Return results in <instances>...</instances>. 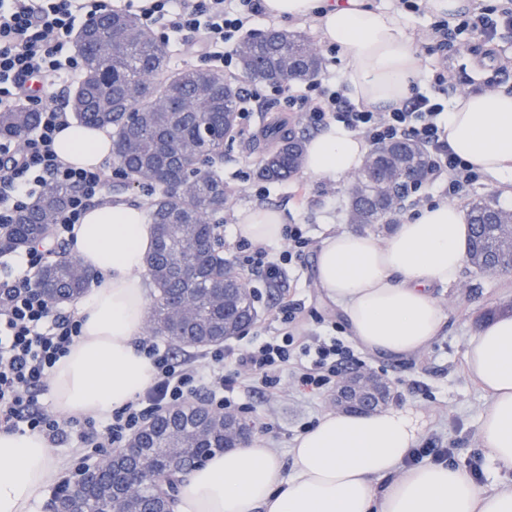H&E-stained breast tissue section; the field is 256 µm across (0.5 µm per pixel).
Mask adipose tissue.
I'll use <instances>...</instances> for the list:
<instances>
[{
  "instance_id": "ef3b65f1",
  "label": "adipose tissue",
  "mask_w": 512,
  "mask_h": 512,
  "mask_svg": "<svg viewBox=\"0 0 512 512\" xmlns=\"http://www.w3.org/2000/svg\"><path fill=\"white\" fill-rule=\"evenodd\" d=\"M276 22L311 23L347 58V95L385 112L408 97L421 76L415 37L401 11L371 0H263ZM450 149L480 173L512 186V92L457 95L440 120ZM58 156L95 168L112 155L108 130L68 124ZM365 139L339 122L305 145L307 175L333 182L353 176ZM235 236L256 245L283 237L285 218L269 207L240 211ZM72 247L101 283L80 300L82 334L51 377L54 402L75 414L107 416L142 393L155 368L137 350L147 323L151 283L145 259L153 229L137 204L90 207ZM470 226L457 204L437 200L405 218L389 236L342 231L316 254V285L343 311L365 350L408 357L428 350L446 315L435 290L452 283L467 256ZM467 373L487 396L478 418L485 458L512 471V316L482 325L465 351ZM422 414L388 408L333 412L296 437L292 472L283 475L271 448L248 444L215 453L178 483L176 512H512V486L485 487L445 463L407 465L425 430ZM58 477L46 440L0 432V512H33Z\"/></svg>"
}]
</instances>
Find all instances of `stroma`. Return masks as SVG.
I'll use <instances>...</instances> for the list:
<instances>
[{
  "mask_svg": "<svg viewBox=\"0 0 512 512\" xmlns=\"http://www.w3.org/2000/svg\"><path fill=\"white\" fill-rule=\"evenodd\" d=\"M405 18L415 35L421 60V92L432 91V74L441 64L455 69L473 66L482 59L479 51H464L448 61L429 53V34L436 16L428 8L406 13ZM263 133L258 120H251L248 131L226 143L223 155L210 162L211 168L223 177L229 194L228 204L212 218L224 237V254L230 258L235 252L236 213L256 205L279 209L287 223L302 225L309 245L303 262L296 265L290 277L284 278L281 287L264 290L262 301L256 306L257 320L247 329L246 338L259 340L274 334L278 327L273 319L275 307L286 295L320 314L326 325L335 327L338 337L347 338L339 309L324 298L314 274L317 245L328 234L349 227L347 187L302 173L282 184L261 183L256 171L267 150ZM438 296L447 319L428 351L405 358L367 353L363 359L371 373L392 384L396 392L394 406L424 412L427 427L421 447L452 449L455 465L466 468L483 457L477 438L478 415L487 397L468 376L464 354L469 337L487 320L489 311L512 304V274L481 275L465 265L457 281L440 289ZM238 403L252 427L253 439L273 448L286 475L292 469L289 450L295 438L332 409L329 394L300 393L289 373L275 392L241 389Z\"/></svg>",
  "mask_w": 512,
  "mask_h": 512,
  "instance_id": "35a3bbf8",
  "label": "stroma"
}]
</instances>
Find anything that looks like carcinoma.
<instances>
[{
  "label": "carcinoma",
  "instance_id": "obj_1",
  "mask_svg": "<svg viewBox=\"0 0 512 512\" xmlns=\"http://www.w3.org/2000/svg\"><path fill=\"white\" fill-rule=\"evenodd\" d=\"M78 50L84 74L69 93L75 119L89 128L112 129L113 160L133 180L160 189L149 211L155 243L148 273L158 295L148 332L188 348L222 343L224 329L249 326L256 314L242 284L222 298L211 293L236 267L224 257L211 223L228 201L224 179L199 164L203 155L220 153L228 129L236 127L240 88L210 69L172 68L163 46L131 15L102 12L83 28ZM239 54L242 72L270 71L285 83L314 78L322 69V58L305 36L287 30L273 29L270 38L253 40ZM156 98L166 102L165 109L156 108ZM131 107L141 112L134 128L125 120ZM38 119V112L24 107L0 112V138L18 139ZM267 137L275 149L264 157L258 177L273 184L292 179L304 164V141L281 126ZM426 165V150L412 141L374 146L350 196L349 223L391 224L389 194L405 191L410 172ZM69 195L67 187L47 183L13 223L0 224V252L45 238ZM467 217L469 265L477 272H512V238L500 223L509 211L480 197L468 204ZM91 282L66 256L46 265L38 278L41 293L54 304L81 298ZM245 428L237 417L189 404L153 419L126 447L152 471L162 470L174 450L193 468L200 454L235 447ZM119 462L118 457L105 461L69 512H172V495L160 494L149 479L133 494H119L113 485V466Z\"/></svg>",
  "mask_w": 512,
  "mask_h": 512
}]
</instances>
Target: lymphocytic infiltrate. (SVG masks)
I'll return each mask as SVG.
<instances>
[{"label": "lymphocytic infiltrate", "instance_id": "f902f5d3", "mask_svg": "<svg viewBox=\"0 0 512 512\" xmlns=\"http://www.w3.org/2000/svg\"><path fill=\"white\" fill-rule=\"evenodd\" d=\"M110 8L109 0H0V112L13 111L24 99L36 105L40 114L37 126L24 134L19 151L0 144V154L10 158L9 165L0 169V224L10 223L23 208L24 197L46 182L72 190L50 238L27 248L19 270L10 280H0V430L36 432L53 445L74 441L83 447L119 448L152 415L200 396L214 409L236 411L238 387L253 382L275 390L291 365L296 368L298 387L313 394L363 367L342 339L305 331L308 312L296 301L284 299L275 314L285 327L283 333L244 348L228 343L206 353L203 359L209 367L205 370L193 361L177 359L154 337L141 338L137 348L152 361L155 379L142 394L113 411L105 424L89 418L59 419L45 412L40 399L46 393V381L80 336L82 322L75 311L59 310L42 296L38 274L55 256L58 245L73 241L75 225L103 189L109 170L105 164L76 168L58 158L54 139L69 116L55 105V88L61 78L75 81L81 75L77 56L63 53L76 27ZM261 13L259 0H153L140 9L138 18L145 29L162 21L170 31L197 40L203 60L229 71L238 65L236 33ZM461 24L492 42L500 29H512V0L482 9ZM435 83L437 94H411L402 107L390 112L358 106L342 87L318 80L297 94L282 84L273 85L271 92L284 109L301 112L313 127L341 122L372 145L397 139L420 143L429 153L430 182L443 183L445 195L460 198L482 175L451 152L444 139L439 117L445 110L447 75L437 73ZM285 237L288 248L280 253L239 240V263L252 275L278 283L287 265L301 261L309 244L297 224L288 225Z\"/></svg>", "mask_w": 512, "mask_h": 512}]
</instances>
